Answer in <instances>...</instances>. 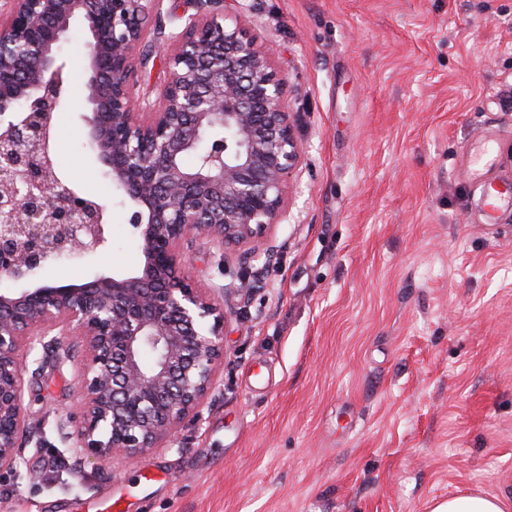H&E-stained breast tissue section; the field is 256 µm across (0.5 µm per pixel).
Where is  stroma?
<instances>
[{"label": "stroma", "mask_w": 512, "mask_h": 512, "mask_svg": "<svg viewBox=\"0 0 512 512\" xmlns=\"http://www.w3.org/2000/svg\"><path fill=\"white\" fill-rule=\"evenodd\" d=\"M287 81L301 160L272 261L187 248L224 305V363L175 445L103 475L63 432L75 361L34 354L25 402L43 430L32 477L0 476V512H431L464 491L512 495V210L487 222L480 175L512 176V0H226ZM86 36L63 46L55 165L105 209L107 251L45 283L142 262L128 212L84 141ZM135 93L166 50L146 31Z\"/></svg>", "instance_id": "35a3bbf8"}]
</instances>
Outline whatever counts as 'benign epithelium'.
Returning <instances> with one entry per match:
<instances>
[{"label": "benign epithelium", "instance_id": "benign-epithelium-1", "mask_svg": "<svg viewBox=\"0 0 512 512\" xmlns=\"http://www.w3.org/2000/svg\"><path fill=\"white\" fill-rule=\"evenodd\" d=\"M162 0H9L0 11V473L21 475L38 432L25 404L21 347L60 361L58 330L83 356L81 426L63 433L100 464L177 442L224 363V308L186 273L191 235L272 257L288 221L300 152L270 50L224 23V0H185L167 36L169 78L155 104L134 99V54ZM87 34L86 137L124 196L143 264L68 285L39 270L107 244L102 206L61 181L54 112L67 83L60 51ZM195 157L191 166L184 164Z\"/></svg>", "mask_w": 512, "mask_h": 512}]
</instances>
